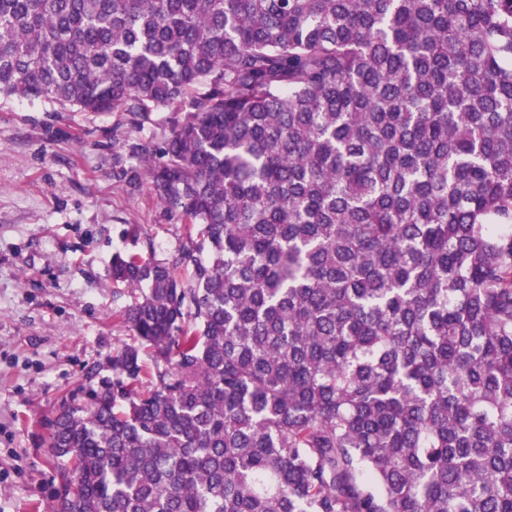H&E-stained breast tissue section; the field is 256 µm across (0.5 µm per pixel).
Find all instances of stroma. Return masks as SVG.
I'll return each instance as SVG.
<instances>
[{
	"instance_id": "1",
	"label": "stroma",
	"mask_w": 512,
	"mask_h": 512,
	"mask_svg": "<svg viewBox=\"0 0 512 512\" xmlns=\"http://www.w3.org/2000/svg\"><path fill=\"white\" fill-rule=\"evenodd\" d=\"M125 132L119 112L0 97V512H52L47 423L134 340L117 316L132 297L111 275L124 230L141 225L161 257L184 233L115 179Z\"/></svg>"
}]
</instances>
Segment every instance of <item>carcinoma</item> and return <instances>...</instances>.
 I'll return each instance as SVG.
<instances>
[{
	"label": "carcinoma",
	"instance_id": "cac0c4a2",
	"mask_svg": "<svg viewBox=\"0 0 512 512\" xmlns=\"http://www.w3.org/2000/svg\"><path fill=\"white\" fill-rule=\"evenodd\" d=\"M0 96L188 106L55 512H512V0H0Z\"/></svg>",
	"mask_w": 512,
	"mask_h": 512
}]
</instances>
